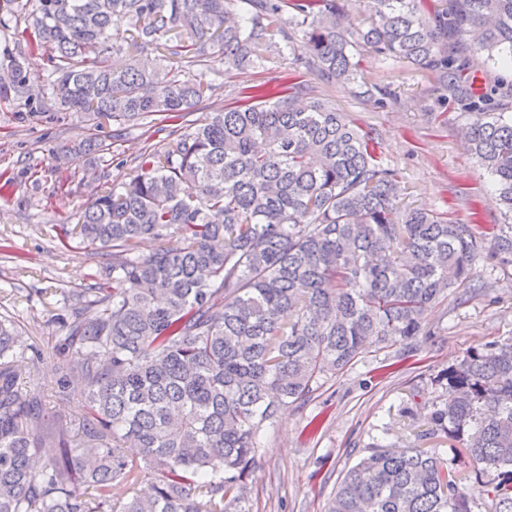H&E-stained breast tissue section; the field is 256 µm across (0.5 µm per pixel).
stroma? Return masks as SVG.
Instances as JSON below:
<instances>
[{
	"label": "stroma",
	"mask_w": 512,
	"mask_h": 512,
	"mask_svg": "<svg viewBox=\"0 0 512 512\" xmlns=\"http://www.w3.org/2000/svg\"><path fill=\"white\" fill-rule=\"evenodd\" d=\"M32 40L23 22L9 17L0 24V75L17 63L31 80L43 83L50 69L47 54ZM303 51L298 40L252 68L214 49L213 93L194 108L193 120L203 122L208 113L236 105L248 87L302 80L315 97L378 133L377 155L399 174L401 204L442 212L481 231L502 223V208L463 145L464 106L434 91L428 72L363 50L355 57L356 82L327 85L296 64ZM41 109L36 116L25 100L0 98V175L11 181L0 191V317L21 328L39 358L35 372L20 376L19 392L60 412L77 436L85 415L80 393L60 386V367L69 356L67 297L99 287V271L112 254L87 247L75 226L96 189L135 175L134 157L148 148L162 151L168 131L182 121L168 119L158 130L132 126L116 137L111 122L93 130L51 101H42ZM93 134L110 142L109 153L58 161L59 145ZM61 163L74 176L65 188L58 185ZM477 271L490 286V297H451L429 308L428 333L417 339L412 355L399 361L394 349L369 344L343 371L321 378L308 400L263 428L259 464L249 482L251 512H326L345 471L375 444L437 449L465 485L476 486L465 449L433 433L429 416L442 399L434 383L438 372L457 364L473 346L512 337V265L482 260Z\"/></svg>",
	"instance_id": "1"
}]
</instances>
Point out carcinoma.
I'll return each mask as SVG.
<instances>
[{
	"label": "carcinoma",
	"mask_w": 512,
	"mask_h": 512,
	"mask_svg": "<svg viewBox=\"0 0 512 512\" xmlns=\"http://www.w3.org/2000/svg\"><path fill=\"white\" fill-rule=\"evenodd\" d=\"M369 3L362 22L340 0H34L23 13L55 75L41 97L95 128L187 116L212 84L182 74L209 68L217 43L254 66L300 34L297 61L327 84L357 80L361 49L428 70L436 90L469 100L465 142L507 224L489 238L401 205L372 133L300 83L170 131L80 215L82 239L112 250L100 271L112 291L75 293L66 323L60 384L82 386L87 410L78 443L62 426L41 431L56 414L15 391L36 359L0 319V512H248L266 423L368 340L403 359L428 307L459 289L488 294L478 260L512 259V88L473 91L467 54L512 66V0L433 13L423 0ZM13 73L0 97L32 98ZM167 237L179 245L138 253ZM434 381L435 431L496 476L475 490L431 449L377 445L328 512H472L477 492L490 512H512V338L470 348Z\"/></svg>",
	"instance_id": "carcinoma-1"
}]
</instances>
